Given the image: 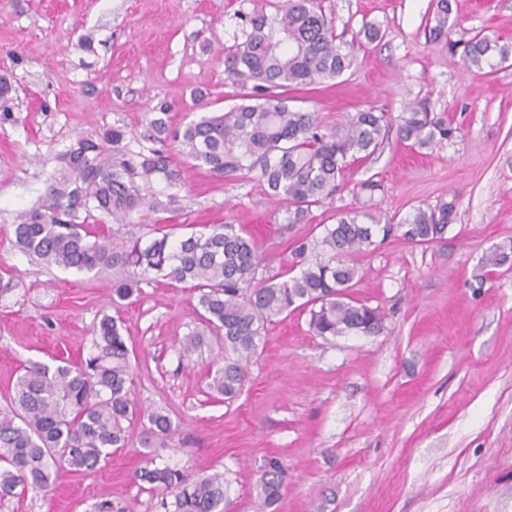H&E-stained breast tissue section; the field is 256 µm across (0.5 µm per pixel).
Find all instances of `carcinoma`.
<instances>
[{
    "label": "carcinoma",
    "instance_id": "obj_1",
    "mask_svg": "<svg viewBox=\"0 0 512 512\" xmlns=\"http://www.w3.org/2000/svg\"><path fill=\"white\" fill-rule=\"evenodd\" d=\"M451 0H433L430 27L434 45L448 44L453 24ZM244 40L224 57L226 80L240 90L241 103L224 112L205 113L181 129L169 127L165 107L149 121L154 139L171 142L175 151L216 177L255 174L267 194L284 204L288 223L306 224L312 208L343 187L344 173L382 149L392 127L389 113L367 107L336 126L323 125L315 112L288 105V93L341 77L357 65L363 41L381 37L369 24L347 41L336 33L320 0H281L275 13L255 10L246 17ZM512 59V42L478 32L463 42L466 71L492 74ZM397 135L408 148L431 149L456 133L421 102L397 117ZM125 132L112 127L97 139L79 138L63 157L38 205L22 211L14 225L20 252L49 265L91 273L121 267L112 296L127 301L143 294L150 271L198 292L196 313L204 325L184 350L201 347L211 335L224 351L210 388L233 400L243 390L249 362L263 349L272 318L302 309L317 336L351 332L377 334L384 317L376 308L350 298L359 275L353 256L393 236L427 245L444 238L456 220L455 202L434 208L413 207L388 216L366 204L342 210L336 223L323 225L316 239H297L288 268L267 272L256 240L241 225H213L170 239L165 232L142 242L131 238L122 249L108 238L91 235L89 221L100 213L125 221L146 205L135 175L173 183L181 178L166 149L126 157ZM512 259V243L497 246L486 258L496 268ZM129 351L121 326L103 317L87 359L55 367L23 368L5 408L0 409V498L17 488L48 492L52 474L64 462L77 471L93 470L127 447L126 424L139 420L141 444L151 456L137 480L172 497L167 512H227L224 474L193 476L153 459L156 444L175 428L163 410H140L130 398ZM288 476L278 459L266 464L260 495L273 507Z\"/></svg>",
    "mask_w": 512,
    "mask_h": 512
}]
</instances>
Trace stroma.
Segmentation results:
<instances>
[{"mask_svg": "<svg viewBox=\"0 0 512 512\" xmlns=\"http://www.w3.org/2000/svg\"><path fill=\"white\" fill-rule=\"evenodd\" d=\"M277 0H0V75L13 90L0 123V408L21 365L78 361L94 327L118 320L129 349L138 407L160 408L176 432L157 462L198 476L223 473L229 512H262L257 481L268 458L288 468L277 512H512V267L484 259L512 241V63L491 75L463 69L460 53L431 44L430 0H323L337 32L380 24L356 68L293 93L291 107L327 125L377 106L399 115L413 101L457 127L418 154L390 136L373 161L350 165L345 188L288 225L256 177L217 178L181 161L176 185L142 183L147 201L126 223L100 218L90 230L121 244L148 236L157 217L175 235L203 224H242L271 271L293 239L321 236L340 210L356 207L354 186L379 181L387 214L457 203L445 238L411 245L392 238L356 255L355 300L380 308L375 335H313L298 310L267 326L241 394L226 402L208 387L214 338L184 353L201 330L197 297L154 276L137 302L112 300L116 268L78 273L46 265L15 246L17 215L45 192L79 137L112 127L128 153L155 148L148 114L169 107L171 127L236 104L224 57L240 41L242 18ZM451 40L477 32L512 42V0H452ZM94 39V52L79 43ZM127 448L93 472L61 465L55 489L0 500V512H95L105 499L126 512H162L159 494L136 481L145 465L140 423Z\"/></svg>", "mask_w": 512, "mask_h": 512, "instance_id": "35a3bbf8", "label": "stroma"}]
</instances>
